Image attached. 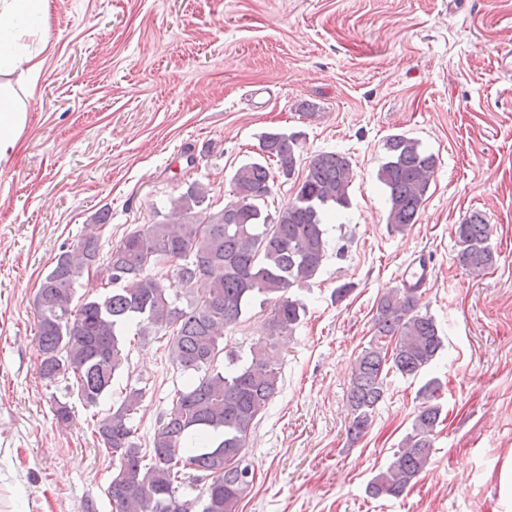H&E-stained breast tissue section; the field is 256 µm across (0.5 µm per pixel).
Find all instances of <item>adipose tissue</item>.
Masks as SVG:
<instances>
[{"instance_id":"ef3b65f1","label":"adipose tissue","mask_w":512,"mask_h":512,"mask_svg":"<svg viewBox=\"0 0 512 512\" xmlns=\"http://www.w3.org/2000/svg\"><path fill=\"white\" fill-rule=\"evenodd\" d=\"M46 20V0H0V74L21 66L30 80H37L43 60L25 51L22 39L44 30ZM33 109L32 99H19L9 85L0 83V160L15 150Z\"/></svg>"}]
</instances>
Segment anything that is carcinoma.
<instances>
[{
    "label": "carcinoma",
    "mask_w": 512,
    "mask_h": 512,
    "mask_svg": "<svg viewBox=\"0 0 512 512\" xmlns=\"http://www.w3.org/2000/svg\"><path fill=\"white\" fill-rule=\"evenodd\" d=\"M297 139L264 132L263 155L294 173ZM378 179L388 193L386 221L398 230L416 223L426 200L437 157L405 134L387 138ZM354 171L339 153L314 156L291 200L271 213L275 176L259 161L240 166L231 179L234 200L218 211L204 206L208 188L193 182L171 200L166 221L141 224L112 248L101 279L103 292L76 299L78 280L100 273L99 238L105 219L84 225L77 247L55 258L35 295L40 378L52 384L73 379L72 391L87 409L111 392L123 367L124 337L169 333L172 363L193 374L171 394L149 453L142 452L132 425L145 391L128 385L94 423L98 442L118 462L106 489L115 512H236L254 485L242 464L247 437L278 392L280 350L305 315L291 289L310 284L321 270L328 241L324 225L336 207L348 205ZM458 260L473 274L493 266L489 225L474 214L455 225ZM203 281L207 288L195 292ZM270 304L268 336L237 364L225 355L217 370L220 341L255 300ZM443 348L434 318L420 311L417 295L403 289L383 294L375 332L352 367L348 395L351 437L364 435L393 372L416 378ZM440 388L428 382L412 430L386 470L369 482L375 498H399L431 461L439 424ZM53 419L65 426L69 402L55 401ZM189 486L193 497L180 492Z\"/></svg>",
    "instance_id": "obj_1"
}]
</instances>
